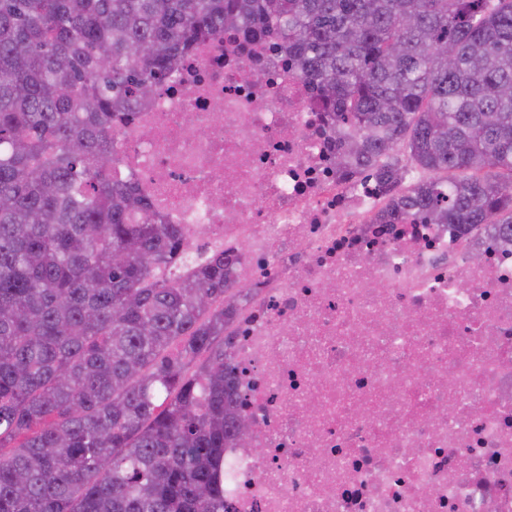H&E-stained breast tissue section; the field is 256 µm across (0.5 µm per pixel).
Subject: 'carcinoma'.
Returning a JSON list of instances; mask_svg holds the SVG:
<instances>
[{
	"instance_id": "1",
	"label": "carcinoma",
	"mask_w": 512,
	"mask_h": 512,
	"mask_svg": "<svg viewBox=\"0 0 512 512\" xmlns=\"http://www.w3.org/2000/svg\"><path fill=\"white\" fill-rule=\"evenodd\" d=\"M239 25L362 171H420L390 213L512 234V0H0V512H228L224 253L179 266L112 134Z\"/></svg>"
}]
</instances>
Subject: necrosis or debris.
Returning a JSON list of instances; mask_svg holds the SVG:
<instances>
[{
	"label": "necrosis or debris",
	"instance_id": "necrosis-or-debris-1",
	"mask_svg": "<svg viewBox=\"0 0 512 512\" xmlns=\"http://www.w3.org/2000/svg\"><path fill=\"white\" fill-rule=\"evenodd\" d=\"M114 137L158 221L224 253L233 512H512V236L388 219L287 44L244 27Z\"/></svg>",
	"mask_w": 512,
	"mask_h": 512
}]
</instances>
